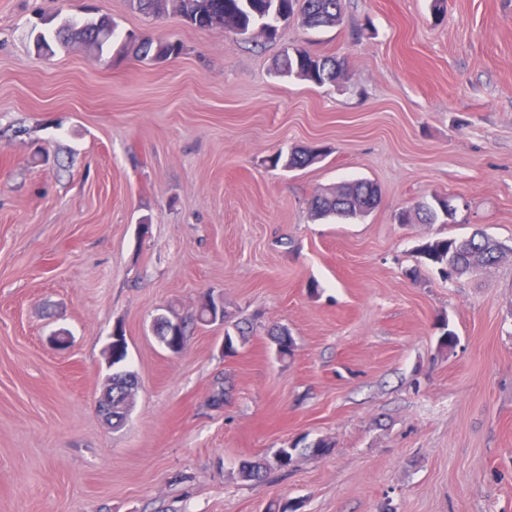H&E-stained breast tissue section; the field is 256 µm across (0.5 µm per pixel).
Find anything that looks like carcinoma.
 Masks as SVG:
<instances>
[{"label":"carcinoma","instance_id":"cac0c4a2","mask_svg":"<svg viewBox=\"0 0 512 512\" xmlns=\"http://www.w3.org/2000/svg\"><path fill=\"white\" fill-rule=\"evenodd\" d=\"M131 6L143 13L162 15L168 12L169 0H130ZM346 9V0H179L178 13L190 24L200 29H210L217 25L229 26L240 33H246L256 26L266 34V39L277 37L281 22L298 18L302 25L310 28H329L342 22ZM115 38V25L104 19L88 21L82 25L69 20L60 24L52 33V39L41 34L36 39L40 54L54 53L51 42L66 48L70 44H79L87 51L101 55L112 47ZM183 46L178 42L160 41L151 37L125 36L119 53L131 56L138 61H160L181 54ZM275 72L283 77H297L316 85H336L345 75L343 61L335 55H314L304 49L284 52L277 59ZM319 153L312 150H293L285 155L278 154L272 164L286 170L306 168L317 161ZM378 200V189L368 179H357L337 186L329 187L315 195L312 212L319 218L338 216L345 218L363 217L369 213ZM454 212L448 210V198L435 197L432 201L420 203L414 211L403 210L397 215L401 224H410L416 220L421 224L446 223L453 218ZM419 253L431 264L438 267L440 274L447 280L453 274H462L474 268L496 263L502 253L488 236L476 232L461 240L441 238L427 243ZM216 312V298L212 295L204 299L197 311L199 317L178 322L159 316L155 320L156 336L162 347L175 343L185 347L187 336L193 327L208 323L209 313ZM274 342L277 353L285 358L293 354L295 343L288 331L281 330ZM127 356V343L123 329L116 328V339L112 340V362L115 367ZM298 444L292 447L276 449L272 458L259 461L241 462L238 475L244 481L259 483L273 468L285 470L293 463Z\"/></svg>","mask_w":512,"mask_h":512}]
</instances>
